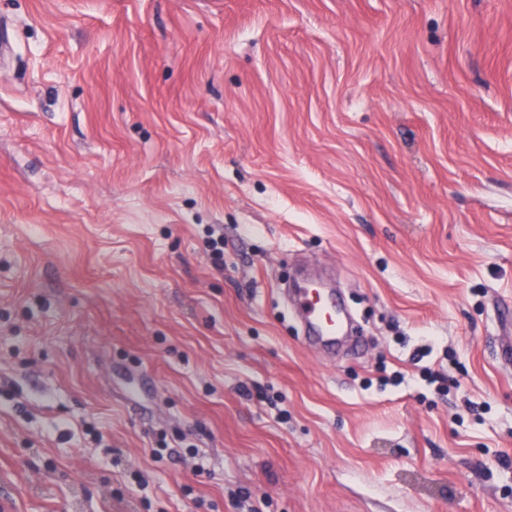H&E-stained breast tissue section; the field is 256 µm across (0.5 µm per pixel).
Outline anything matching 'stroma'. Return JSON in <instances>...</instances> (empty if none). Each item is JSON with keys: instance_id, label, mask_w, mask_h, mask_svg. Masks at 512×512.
Masks as SVG:
<instances>
[{"instance_id": "35a3bbf8", "label": "stroma", "mask_w": 512, "mask_h": 512, "mask_svg": "<svg viewBox=\"0 0 512 512\" xmlns=\"http://www.w3.org/2000/svg\"><path fill=\"white\" fill-rule=\"evenodd\" d=\"M506 304L512 0H0V512H512ZM298 291L301 295L299 313L308 339L327 348L334 347L339 333L336 296L331 291H318L315 298H311L307 288H298Z\"/></svg>"}]
</instances>
